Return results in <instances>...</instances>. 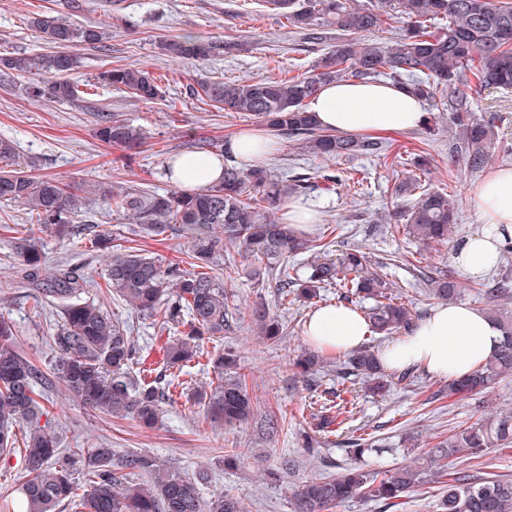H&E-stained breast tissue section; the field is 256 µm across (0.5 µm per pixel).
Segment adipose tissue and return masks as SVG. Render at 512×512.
Returning a JSON list of instances; mask_svg holds the SVG:
<instances>
[{
    "label": "adipose tissue",
    "instance_id": "obj_1",
    "mask_svg": "<svg viewBox=\"0 0 512 512\" xmlns=\"http://www.w3.org/2000/svg\"><path fill=\"white\" fill-rule=\"evenodd\" d=\"M307 109L322 128L351 134L413 130L425 119L415 96L382 82L327 84L308 99ZM223 172L222 158L188 153L177 156L171 179L185 189L200 190L218 183ZM470 204L481 228L460 245L453 260L465 276L479 278L497 264L501 247L512 239V167L497 168L476 184ZM370 334L367 320L342 304L318 307L305 328L308 341L330 354L355 351ZM500 343L498 326L482 311L450 304L432 309L411 335L384 346L378 357L394 368L421 367L439 377H465L485 365Z\"/></svg>",
    "mask_w": 512,
    "mask_h": 512
}]
</instances>
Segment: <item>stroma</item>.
Segmentation results:
<instances>
[{"instance_id":"1","label":"stroma","mask_w":512,"mask_h":512,"mask_svg":"<svg viewBox=\"0 0 512 512\" xmlns=\"http://www.w3.org/2000/svg\"><path fill=\"white\" fill-rule=\"evenodd\" d=\"M78 12H70L69 0H0V53H42L46 47L28 21L34 14L48 16L73 14L75 21L102 27L106 50L79 48L80 64L71 78L80 84L94 83L102 70L124 64L161 77L163 96L143 102L131 93L99 87L92 97L68 103L35 100L27 86L47 82V73L25 74L0 81V138L16 142L21 157L34 161V172L79 185L98 181L131 188L146 187L158 193L173 190L166 172L168 160L190 152L191 139H207L224 145L236 133L250 129V122L236 114L206 104L197 95L206 82L227 83L262 77H289L309 71L315 61L336 41L335 30H325L318 42L306 40L301 30L287 20L260 7L254 0H80ZM182 35L217 44H229V51L214 53L205 60L173 57L161 49L163 41ZM483 107L500 112L498 134L489 150L487 170L512 166V94L492 93ZM121 115L141 127L146 144L139 154L102 144L95 136L99 111ZM448 115L437 114V130L427 134L418 128L403 132H384L380 138L387 149L380 156L329 162L313 157L285 137H278L275 153L266 165L276 174L296 176L315 174L329 167L339 177L332 190L312 193L305 204L317 215L307 232L325 236L331 254L348 248L367 252L374 268L397 283L416 317L425 316L437 305L426 295V285L411 265L448 271L462 285L458 303L485 309L488 303L478 296L470 278L462 276L452 254L465 238L479 230L480 224L469 199L474 185L482 180L463 163L448 157ZM427 150L433 160L423 184L454 194L457 224L447 243L421 245L388 228L383 218L400 205L411 204V197L394 195L393 185L410 176L415 153ZM31 216L20 207L0 204V317L12 321L17 329V348L31 358L49 381L41 388L39 402L52 420L62 448H90L103 444L115 456L141 452L152 456L161 468L178 472L210 470L212 483L204 496L229 493L245 500L249 512H295L293 489L299 481L332 472L335 465L349 462V435L378 438L383 451L369 454L371 463L386 469L407 463L402 447L406 437H414L419 452L447 437L450 428L471 424L487 413L512 408V378L497 384L489 393L461 401L434 399L444 378L422 369H410L405 382L395 385L388 396H372L361 381L346 380L335 367L321 373L317 387L296 378L292 360L306 345L305 323L308 308L281 295L275 280L259 282L245 271L237 252L221 257L215 270L227 292L239 306L261 302L286 324L288 334L271 344L257 336L248 324L241 323L225 334L224 345L234 347L239 368L245 374L249 394L255 405L252 419L243 424L211 422L192 401L175 396L164 401L162 417L151 431L136 427L128 419H116L84 407L54 375L55 356L49 336L62 315L40 306L30 289L19 287L11 256V225L30 223ZM80 224H108L117 243L131 235L130 225L121 223L108 201L98 197L82 199L76 217ZM46 268L68 266L92 283L91 299L100 302L112 316L133 324V336L148 364L162 369L168 335L151 319L137 314L118 297L108 292L103 278L106 257L87 244L44 240ZM340 392L354 399L357 412L348 422L343 436L320 438L314 450L304 448V435L310 433L311 406L318 390ZM276 414L285 422L277 434L263 428L266 415ZM25 429L16 432L13 453L0 457V512H18L21 495L18 487L23 475ZM245 449L237 469H225L224 451ZM294 460L283 483H264V467L283 460Z\"/></svg>"}]
</instances>
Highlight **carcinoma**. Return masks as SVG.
<instances>
[{
    "mask_svg": "<svg viewBox=\"0 0 512 512\" xmlns=\"http://www.w3.org/2000/svg\"><path fill=\"white\" fill-rule=\"evenodd\" d=\"M285 16L288 24L320 39L322 26L336 28V44L319 58L309 73L288 79L269 77L200 86L199 96L246 119H254L274 134L297 142L304 151L325 160L376 155L384 143L362 134L329 132L306 110V100L333 82L366 83L385 77L407 88L433 108L448 103L452 137L448 158L478 172L487 163V149L497 127L496 111L475 113L474 105L489 89H512V0H264ZM394 21L386 44L367 43L363 35ZM29 26L50 51L38 54H0V78L44 72L49 83H32L28 94L37 99H76L81 90L70 79L81 45L106 49L104 32L68 16L37 14ZM216 44L192 36L163 44L169 54L204 58ZM98 83L127 90L144 102L162 96V87L150 73L125 65L98 75ZM96 138L109 146L134 150L146 134L118 115H104ZM16 144L0 139V203L18 204L36 217V223L18 231L14 257L25 270V284L40 301L62 310L63 322L51 336L55 368L67 390L86 407L106 415L131 419L143 429L154 428L165 394L158 382L147 381L131 326L113 318L101 304L81 298L88 281L75 270L59 266L43 270V236L87 240L97 250L112 244V231L90 233L75 224L78 196L71 186L53 178L25 173ZM338 182L328 169L315 181L282 180L263 164L247 170L224 165L223 180L195 193L158 194L143 189L116 188L98 182L87 193L112 201L114 211L137 225L140 232L159 236L168 231L189 235L187 267L166 264L138 248L112 252L106 269L107 288L135 311L155 318L161 329H176L178 337L164 350L166 370L183 373L192 362L206 358L215 379L208 389L194 392V403L212 419L243 421L253 413L245 375L238 371V355L230 348L208 351L205 340L218 339L232 323L249 321L257 335L273 343L283 336L279 320L260 303L239 311L235 296L213 275L224 251L233 248L255 265L254 274L272 276L304 306L314 303L325 286L339 288L346 301L363 306L361 314L372 333L391 336L410 332L412 311L399 297L396 283L377 273L360 249L349 248L339 257L329 245L312 239L282 221L281 212L293 199L328 190ZM416 193L415 203L389 215L404 225L413 239L430 245L448 242L455 224L456 199L413 177L397 184L396 194ZM306 254L300 268L289 259ZM428 295L451 302L459 295L457 283L442 270L424 274ZM478 293L488 302L512 300V279L505 275L479 283ZM502 333L497 354L482 368L462 379H450L433 397H472L489 392L512 376V321L492 312ZM323 352L310 346L292 361L295 373L309 381L325 368ZM339 374L366 383L375 396H384L394 377L386 374L371 347H362L338 360ZM43 371L16 347L14 325L0 318V457L10 454L16 428L28 425L23 482L19 486L23 512H248L233 495L208 500L201 491L209 482L206 471L168 472L153 483H135L132 476L153 475L152 457L130 452L116 458L112 449L96 446L72 453L59 446L50 423L40 424L43 411L36 400ZM348 402L331 399L320 405L316 428L334 432L337 417ZM512 447V413L499 412L453 430L448 439L427 454L434 467L410 465L384 470L365 460L370 448L352 443L353 462L334 474L310 477L298 483L294 500L298 512H330L354 499L392 508L401 505L414 488L432 479L442 486L440 512H512V479L499 475L478 477L469 463L488 450Z\"/></svg>",
    "mask_w": 512,
    "mask_h": 512,
    "instance_id": "obj_1",
    "label": "carcinoma"
}]
</instances>
